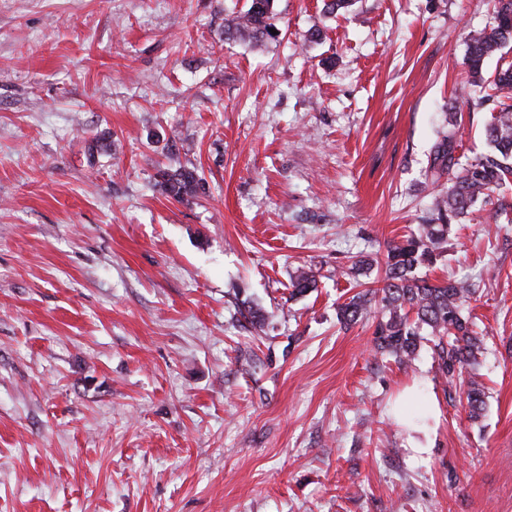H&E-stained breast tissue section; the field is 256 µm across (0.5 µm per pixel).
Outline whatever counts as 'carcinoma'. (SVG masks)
<instances>
[{"instance_id": "1", "label": "carcinoma", "mask_w": 512, "mask_h": 512, "mask_svg": "<svg viewBox=\"0 0 512 512\" xmlns=\"http://www.w3.org/2000/svg\"><path fill=\"white\" fill-rule=\"evenodd\" d=\"M273 19V0H249L245 11L226 20L224 37L272 38ZM509 43L512 0H495V24L466 36V62L474 84L484 82L486 59ZM488 85L499 98V110L484 129L492 151L466 163L456 158L458 113L469 104L468 98H461L456 111L449 114L448 132L437 143L429 168L436 182L448 176V186L439 189L417 230L388 246L381 286L367 294L359 292L338 307V316L346 324L372 321L376 353L401 364L414 358L422 340L432 342L437 372L450 381H459V398L466 403L473 421L482 416L486 404L485 386L478 375L484 343L473 322L463 314L464 304L476 289L459 280L433 283L417 277L415 271L434 265L443 256L452 227L479 199L512 182V63L496 71ZM158 177L163 193L175 201L196 197L204 190L203 178L194 168L163 169ZM315 285L311 270L298 271L291 281L295 294Z\"/></svg>"}]
</instances>
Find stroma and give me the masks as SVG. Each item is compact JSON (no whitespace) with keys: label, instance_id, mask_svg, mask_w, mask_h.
<instances>
[{"label":"stroma","instance_id":"obj_1","mask_svg":"<svg viewBox=\"0 0 512 512\" xmlns=\"http://www.w3.org/2000/svg\"><path fill=\"white\" fill-rule=\"evenodd\" d=\"M246 5L0 0V512H512V185L423 270L478 287L479 420L429 343L336 317L438 191L491 0H273L225 40ZM181 166L204 195L160 190ZM248 8L238 15L227 19L224 24L225 38H248L261 41L264 38H273L275 29L273 0H248Z\"/></svg>","mask_w":512,"mask_h":512}]
</instances>
